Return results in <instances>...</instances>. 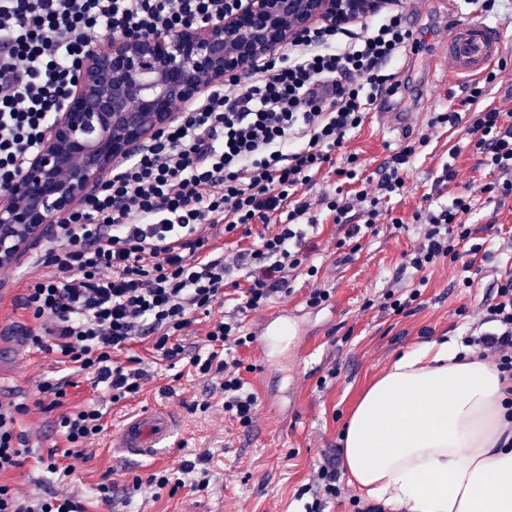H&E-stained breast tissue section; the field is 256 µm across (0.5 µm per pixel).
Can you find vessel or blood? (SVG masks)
Wrapping results in <instances>:
<instances>
[{
  "instance_id": "b4317fda",
  "label": "vessel or blood",
  "mask_w": 512,
  "mask_h": 512,
  "mask_svg": "<svg viewBox=\"0 0 512 512\" xmlns=\"http://www.w3.org/2000/svg\"><path fill=\"white\" fill-rule=\"evenodd\" d=\"M509 55L512 38L503 29L475 15L457 17L448 30L447 42L431 60L428 77L433 80L450 70L467 77L477 76ZM302 314V309L294 304L269 311L253 322L251 355L257 373L265 372L273 343L287 335ZM177 427L176 419L164 409L141 411L113 432L112 451L126 457H155Z\"/></svg>"
}]
</instances>
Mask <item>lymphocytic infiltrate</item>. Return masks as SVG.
Wrapping results in <instances>:
<instances>
[{
    "mask_svg": "<svg viewBox=\"0 0 512 512\" xmlns=\"http://www.w3.org/2000/svg\"><path fill=\"white\" fill-rule=\"evenodd\" d=\"M239 2L0 0V188L38 151L71 95L89 40L187 28L222 18ZM412 38L391 7L355 27L313 25L287 54L257 61L247 83L230 79L182 109L177 124L141 144L63 219L37 260L45 275L30 280L19 301L33 322L26 342L56 354L63 367L61 377L42 380L38 389L59 412L64 448L34 457L36 467L70 475L105 429L97 402H70L75 378L92 375L116 402L139 393L147 373L116 360L115 352L151 336L165 359L183 354L197 313L224 300L231 268L210 250L220 233L252 237L238 256L250 268L249 285L238 317L213 322L207 349L190 363L202 376H220L225 416L252 425L257 398L235 356L252 342L242 317L286 292L290 272L303 267L316 277L306 263L307 229L318 223L312 206L343 229V247L373 227L381 200L404 186L413 143L384 161L375 185L357 190L354 202L326 193L314 204L300 195L334 165L371 106L395 95L400 81L388 65ZM485 95V85L473 86L468 114L438 112L431 125L464 126L480 164L498 174L486 192L505 199L512 197V123L484 104ZM471 207L461 192L425 211L406 268L422 273L446 262L470 270L466 256L478 248L460 216ZM354 210L364 225L353 223ZM256 224L275 230L256 235ZM482 312L481 326L462 343L512 380V267L497 278ZM28 412L26 404L0 400V512H88L77 497L35 496L15 485L14 473L30 457L22 423Z\"/></svg>",
    "mask_w": 512,
    "mask_h": 512,
    "instance_id": "f902f5d3",
    "label": "lymphocytic infiltrate"
}]
</instances>
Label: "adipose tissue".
I'll use <instances>...</instances> for the list:
<instances>
[{"label": "adipose tissue", "instance_id": "adipose-tissue-1", "mask_svg": "<svg viewBox=\"0 0 512 512\" xmlns=\"http://www.w3.org/2000/svg\"><path fill=\"white\" fill-rule=\"evenodd\" d=\"M499 371L452 341L397 358L356 404L348 474L381 512H512V412Z\"/></svg>", "mask_w": 512, "mask_h": 512}]
</instances>
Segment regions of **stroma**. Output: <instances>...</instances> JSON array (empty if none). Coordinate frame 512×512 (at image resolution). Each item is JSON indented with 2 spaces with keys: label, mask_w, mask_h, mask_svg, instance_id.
<instances>
[{
  "label": "stroma",
  "mask_w": 512,
  "mask_h": 512,
  "mask_svg": "<svg viewBox=\"0 0 512 512\" xmlns=\"http://www.w3.org/2000/svg\"><path fill=\"white\" fill-rule=\"evenodd\" d=\"M406 16H416L417 48L407 50L394 62L400 79L407 86L404 97L376 103L364 123L347 140L345 154L358 157L361 179L376 177L381 164L406 142L427 138L405 174L401 194L383 200L372 233L358 243L357 250L337 248L338 234L332 217L321 216L310 230V259L317 265V278L295 273L291 291L279 294L275 307L305 299L313 284L331 288L339 304L335 313L320 311L317 317H303L304 331L323 326L315 351L299 360L292 346L281 345L270 352L271 363L263 378L245 373L244 379L260 398L252 427L243 430L224 417V396L218 380L196 375L187 359L169 361L159 356L151 341L143 340L121 353V360L141 359L150 373L140 392L117 402H104L106 429L94 441L91 459L78 463L69 476L53 475L31 466L15 472V483L26 492L76 493L87 503L89 512H305L312 495H300L315 464L324 455L342 446L344 425L362 393L379 378L402 353L433 338L461 339L467 325L481 317V306L489 296L497 273L512 264V202L497 205L484 193L494 174L479 166L464 127L433 128V113L452 108L466 111L468 81L455 75L426 79L425 61L448 36V0H398ZM383 112H413L417 121L408 123L405 133L389 131L380 122ZM453 165L457 177L438 185L444 165ZM467 191L474 199L473 209L463 223L473 225L482 251L474 257L469 272L472 287L460 284V270L442 263L427 271L428 283L419 286L417 275L402 267L405 254L418 243L415 215L429 198H445ZM402 219L395 227L394 219ZM36 270L32 256L0 269V392L31 405L23 423L37 446L57 443L56 411L35 408L37 381L54 376L51 354L20 343L27 318L14 301ZM223 304L210 313L198 314L194 333L187 345L200 346L210 319L235 315L241 290L248 286L245 268L229 276ZM421 288V307L408 315L393 316L383 311L378 294L385 288ZM338 368L335 379H327L330 368ZM274 394L285 414L275 419L262 400ZM208 410H200L202 402ZM161 405L180 421L172 445L164 452L165 462L150 458L126 459L111 454L107 442L124 419L147 403ZM208 469L210 484L203 491L190 488L153 497L133 491L136 478L167 469L181 476L185 461ZM114 482L122 495L113 506L96 501V487L102 480Z\"/></svg>",
  "instance_id": "35a3bbf8"
}]
</instances>
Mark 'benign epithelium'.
<instances>
[{
	"instance_id": "benign-epithelium-1",
	"label": "benign epithelium",
	"mask_w": 512,
	"mask_h": 512,
	"mask_svg": "<svg viewBox=\"0 0 512 512\" xmlns=\"http://www.w3.org/2000/svg\"><path fill=\"white\" fill-rule=\"evenodd\" d=\"M387 0H245L195 28L128 37L86 52L68 104L57 112L20 178L0 192V269L54 233L145 140L177 120L175 102L195 100L262 56L325 22L346 27Z\"/></svg>"
}]
</instances>
